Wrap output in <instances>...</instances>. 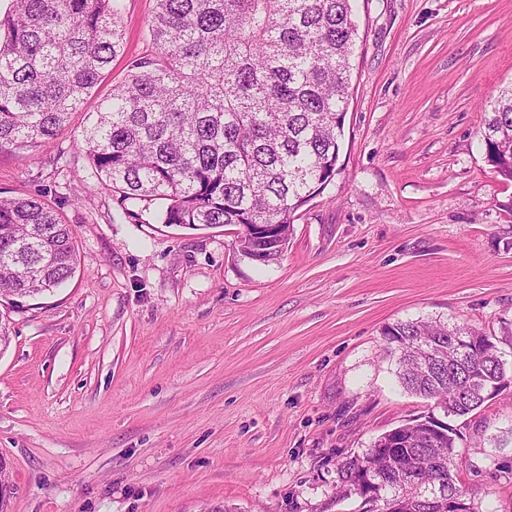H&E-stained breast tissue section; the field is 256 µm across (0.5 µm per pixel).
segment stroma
I'll use <instances>...</instances> for the list:
<instances>
[{
    "label": "stroma",
    "instance_id": "1",
    "mask_svg": "<svg viewBox=\"0 0 512 512\" xmlns=\"http://www.w3.org/2000/svg\"><path fill=\"white\" fill-rule=\"evenodd\" d=\"M338 172L295 214L281 258L241 228L129 219L82 131L106 87L37 151H0V194L37 196L75 238L53 293L0 304V512H362L336 467L434 413L383 331L441 318L512 335V183L481 137L512 85V0H355ZM155 0H124V57ZM458 486L512 512V388L452 422Z\"/></svg>",
    "mask_w": 512,
    "mask_h": 512
}]
</instances>
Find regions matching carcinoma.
Returning <instances> with one entry per match:
<instances>
[{
  "label": "carcinoma",
  "mask_w": 512,
  "mask_h": 512,
  "mask_svg": "<svg viewBox=\"0 0 512 512\" xmlns=\"http://www.w3.org/2000/svg\"><path fill=\"white\" fill-rule=\"evenodd\" d=\"M0 15V150L30 153L57 138L125 53L121 0H10ZM149 53L101 100L83 131L94 177L122 204L160 200L162 224L188 229L268 224L241 233L239 253L280 258L296 212L336 175L357 37L351 0H156ZM495 172L512 181V87L486 113ZM70 225L40 198L0 196V298L51 292L74 273ZM387 353L407 391L455 418L485 403L448 378V337L471 336L465 358L489 382L511 378L496 338L468 324L406 320ZM401 448H369L336 468V497L374 487L386 512H436L430 489L462 497L455 438L422 419Z\"/></svg>",
  "instance_id": "cac0c4a2"
}]
</instances>
